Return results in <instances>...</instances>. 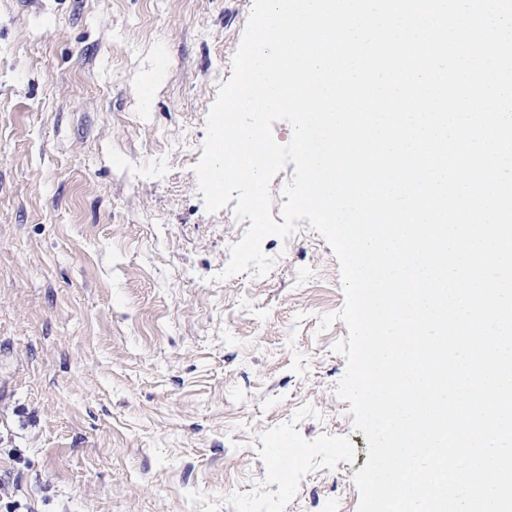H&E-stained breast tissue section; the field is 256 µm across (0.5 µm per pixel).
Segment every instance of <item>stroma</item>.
Listing matches in <instances>:
<instances>
[{
  "label": "stroma",
  "mask_w": 512,
  "mask_h": 512,
  "mask_svg": "<svg viewBox=\"0 0 512 512\" xmlns=\"http://www.w3.org/2000/svg\"><path fill=\"white\" fill-rule=\"evenodd\" d=\"M253 5L0 0V424L36 420L0 472L29 512H358L339 261L302 220L220 279L247 226L194 172ZM284 440L313 450L287 487Z\"/></svg>",
  "instance_id": "obj_1"
}]
</instances>
